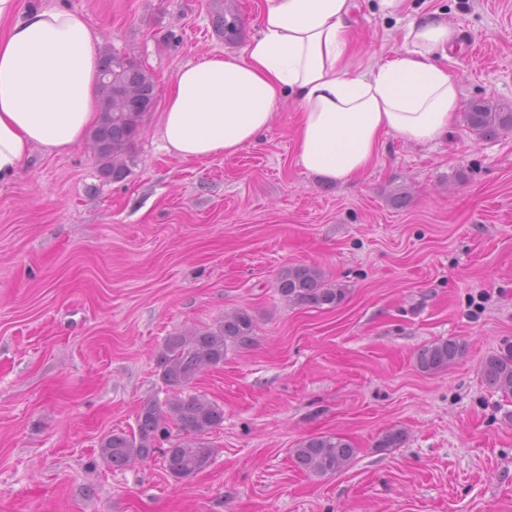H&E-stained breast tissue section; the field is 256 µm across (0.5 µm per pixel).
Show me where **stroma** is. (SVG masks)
Wrapping results in <instances>:
<instances>
[{"label": "stroma", "instance_id": "stroma-1", "mask_svg": "<svg viewBox=\"0 0 512 512\" xmlns=\"http://www.w3.org/2000/svg\"><path fill=\"white\" fill-rule=\"evenodd\" d=\"M257 0H19L83 13L142 65L156 106L122 178L88 143L35 150L0 186V512H512V397L483 359L512 343V132L484 139L455 119L446 138H388L354 183L295 162L289 103L232 156L162 149L171 77L258 34ZM440 11L460 47L462 102L512 104V0H407ZM356 58L403 47V24L358 0ZM314 265L346 292L333 309L291 305L276 280ZM247 312L245 349L202 370L191 393L224 409L209 468L176 479L161 458L116 468L108 433L165 400L166 337ZM452 339L463 354L427 374L417 354ZM397 430L398 448L378 447ZM337 434L357 453L333 476L293 448Z\"/></svg>", "mask_w": 512, "mask_h": 512}]
</instances>
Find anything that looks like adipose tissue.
Instances as JSON below:
<instances>
[{"mask_svg":"<svg viewBox=\"0 0 512 512\" xmlns=\"http://www.w3.org/2000/svg\"><path fill=\"white\" fill-rule=\"evenodd\" d=\"M355 0H264L260 31L243 53L211 51L174 74L161 139L185 159L232 155L265 130L284 99L301 107L295 154L328 181L360 177L386 136L425 146L461 108L445 64L459 30L437 11L412 17L404 48L383 63L355 65ZM0 183L35 149L65 151L96 121L97 37L82 13L21 11L0 0Z\"/></svg>","mask_w":512,"mask_h":512,"instance_id":"obj_1","label":"adipose tissue"}]
</instances>
